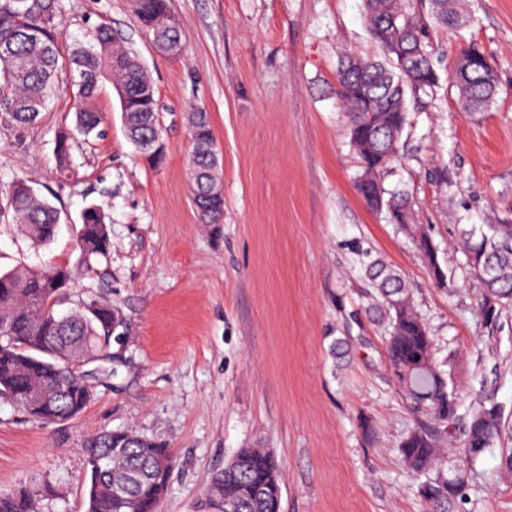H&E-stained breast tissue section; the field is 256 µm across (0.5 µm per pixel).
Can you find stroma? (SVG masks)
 Here are the masks:
<instances>
[{
	"instance_id": "obj_1",
	"label": "stroma",
	"mask_w": 512,
	"mask_h": 512,
	"mask_svg": "<svg viewBox=\"0 0 512 512\" xmlns=\"http://www.w3.org/2000/svg\"><path fill=\"white\" fill-rule=\"evenodd\" d=\"M466 4L474 21L461 36L437 34L439 86L411 108L384 180L410 196L408 231L356 188L336 74L342 54L383 56L362 0H167L185 41L173 56L141 32L131 0H63L60 52L105 25L146 67L165 155L156 164L136 152L107 83L94 99L104 132L78 140L69 175L54 153L73 123L67 77L34 125L0 114V272L74 264L83 209L105 204L112 248L59 309L96 299L122 318L115 359L77 418L44 426L0 395V492L27 487L41 512H85L86 441L132 429L172 453L161 512H222L207 488L250 447L279 461L282 512H427L399 453L418 417L390 368L361 261L368 252L404 275L460 417L480 396L512 416V307L483 320L481 287L456 244L458 225L512 219V0ZM472 40L502 80L484 112L465 111L447 81ZM192 106L208 113L221 150L219 224L199 223L191 200ZM20 177L61 211L48 244L17 229L8 198ZM511 453L512 438L489 449L450 512H512Z\"/></svg>"
}]
</instances>
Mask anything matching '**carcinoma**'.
<instances>
[{
	"label": "carcinoma",
	"mask_w": 512,
	"mask_h": 512,
	"mask_svg": "<svg viewBox=\"0 0 512 512\" xmlns=\"http://www.w3.org/2000/svg\"><path fill=\"white\" fill-rule=\"evenodd\" d=\"M143 31L154 43L182 40L181 28L163 29L158 18L167 13L166 0H132ZM371 38L387 62L348 55L338 73L340 98L349 118L350 145L360 160L358 191L366 205L387 210L395 223L410 226L408 195L384 186L385 174L398 159L387 157L390 146L400 147L408 123L409 106H419L439 85L432 54L438 31L455 34L472 22L461 0H363ZM62 0H0V112L18 127L34 124L60 90L58 74L71 76L74 96L73 125L61 130L55 152L63 169L71 165L76 136L101 134L103 115L93 106L101 82L116 90L126 136L136 150L153 158L159 102L155 87L139 58L112 29L100 26L87 42L60 54L56 41ZM448 82L468 112H484L496 101L500 80L483 47L469 42L461 48ZM191 149L190 176L193 205L202 224H220L224 206L205 203L206 187L215 169L211 147L215 142L208 113L188 112ZM10 208L25 234L37 244L54 240L60 212L23 179L9 197ZM86 221L76 242L79 255L96 258L111 247L109 215L104 205L85 208ZM459 248L470 273L486 288L481 306L485 322L498 320L503 306H512V221L468 224L459 231ZM417 246L428 260L436 280L444 279L435 248L418 236ZM74 278L68 267L15 270L0 273V393L24 402L22 390L38 392L58 387L49 400L50 414L81 413L87 374L78 364L101 350L107 326L86 317L85 301L57 316L53 298L60 292L51 283L62 275ZM364 275L379 299L380 317L387 335V353L393 375L415 413L428 422L412 430L399 452L405 466L425 477L418 494L433 512L462 497L464 474L440 458L442 432L436 423L456 419L457 401L433 360V340L417 313L404 278L380 259L364 263ZM506 430L503 410L478 404L460 429L462 454L476 463ZM90 481L86 512H159L156 483L172 454L164 445L148 441L132 430L107 431L85 446ZM209 492L224 498L230 512H282V483L276 457L264 448H242L225 466L224 479ZM0 512H39L36 495L27 488L0 493Z\"/></svg>",
	"instance_id": "1"
}]
</instances>
